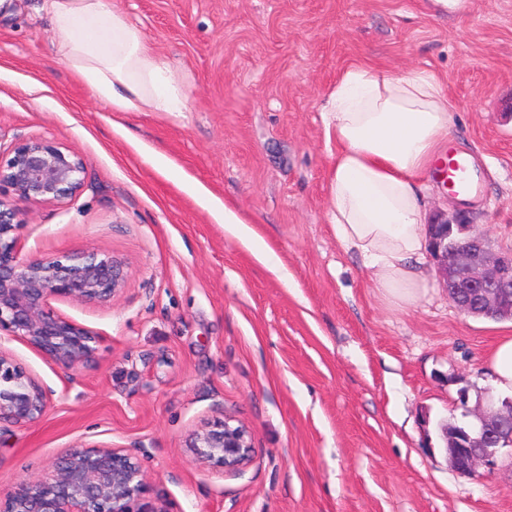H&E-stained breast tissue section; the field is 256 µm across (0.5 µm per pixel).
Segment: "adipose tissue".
<instances>
[{
    "label": "adipose tissue",
    "instance_id": "1",
    "mask_svg": "<svg viewBox=\"0 0 512 512\" xmlns=\"http://www.w3.org/2000/svg\"><path fill=\"white\" fill-rule=\"evenodd\" d=\"M64 65L115 112H181L186 93L139 25L112 0H45ZM330 167L329 222L356 250L382 297L413 303L428 282L421 182L451 130L438 76L365 64L344 69L322 107Z\"/></svg>",
    "mask_w": 512,
    "mask_h": 512
}]
</instances>
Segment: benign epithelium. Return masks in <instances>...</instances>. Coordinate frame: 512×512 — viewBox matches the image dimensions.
Masks as SVG:
<instances>
[{
  "label": "benign epithelium",
  "mask_w": 512,
  "mask_h": 512,
  "mask_svg": "<svg viewBox=\"0 0 512 512\" xmlns=\"http://www.w3.org/2000/svg\"><path fill=\"white\" fill-rule=\"evenodd\" d=\"M85 163L75 152L35 139L0 161V188L33 204L62 202L79 190ZM14 205L0 197V332L25 341L65 371L95 358L96 336L62 316L58 299L107 304L123 291L124 261L98 252L21 258ZM430 254L448 299L465 315L512 320V253L497 255L460 212L439 213L427 224ZM50 391L0 345V422L31 425L47 412ZM473 426L445 428L446 457L470 476L494 467L501 448L512 447V403L468 411ZM197 461L240 472L254 458L252 438L240 421L224 416L189 435ZM149 484L139 457L127 448L80 444L46 473L0 490V512H169L146 499Z\"/></svg>",
  "instance_id": "1"
}]
</instances>
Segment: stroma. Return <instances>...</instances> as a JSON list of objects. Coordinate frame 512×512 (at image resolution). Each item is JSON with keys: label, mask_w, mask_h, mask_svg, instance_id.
<instances>
[{"label": "stroma", "mask_w": 512, "mask_h": 512, "mask_svg": "<svg viewBox=\"0 0 512 512\" xmlns=\"http://www.w3.org/2000/svg\"><path fill=\"white\" fill-rule=\"evenodd\" d=\"M112 2L184 85L185 111H112L61 62L42 0L0 11V154L45 139L85 162L75 197L16 200L20 252L127 265L112 303H55L97 336L86 366L6 341L52 395L37 423L0 425V486L87 440L139 455L171 512H512V449L463 476L442 434L464 406L503 401L486 357L512 321L463 314L432 259L412 305L382 298L328 222L321 115L349 65L437 73L476 190L430 172L426 215L464 210L512 252V0ZM225 414L252 436L237 473L188 446Z\"/></svg>", "instance_id": "stroma-1"}]
</instances>
